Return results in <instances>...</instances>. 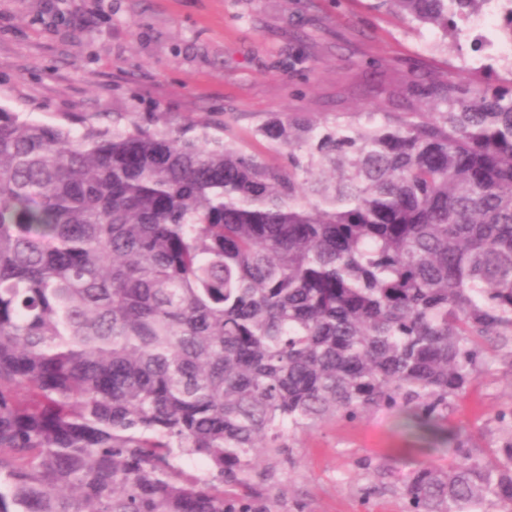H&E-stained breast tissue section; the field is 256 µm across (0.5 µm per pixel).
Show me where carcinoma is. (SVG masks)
Here are the masks:
<instances>
[{"mask_svg":"<svg viewBox=\"0 0 512 512\" xmlns=\"http://www.w3.org/2000/svg\"><path fill=\"white\" fill-rule=\"evenodd\" d=\"M488 2L374 7L446 40ZM508 75L275 114L276 163L222 126L0 109V512H280L252 483L290 440L378 411L451 455L407 473V512H512V395L488 452L447 426L512 367Z\"/></svg>","mask_w":512,"mask_h":512,"instance_id":"carcinoma-1","label":"carcinoma"}]
</instances>
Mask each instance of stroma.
<instances>
[{"mask_svg":"<svg viewBox=\"0 0 512 512\" xmlns=\"http://www.w3.org/2000/svg\"><path fill=\"white\" fill-rule=\"evenodd\" d=\"M474 36L444 47L367 0H0V107L51 124L158 112L227 125L259 150L254 133L272 115L354 123L408 96L414 72L497 86L507 57L488 61ZM511 394L512 371L494 364L448 420L482 436ZM447 461L379 411L299 435L278 488L284 512H405L402 477Z\"/></svg>","mask_w":512,"mask_h":512,"instance_id":"1","label":"stroma"}]
</instances>
